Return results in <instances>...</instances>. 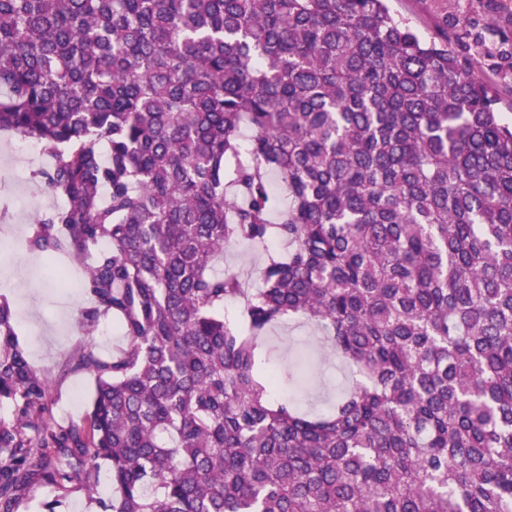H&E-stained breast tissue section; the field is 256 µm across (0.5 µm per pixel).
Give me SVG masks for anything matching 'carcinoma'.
<instances>
[{"instance_id":"obj_1","label":"carcinoma","mask_w":512,"mask_h":512,"mask_svg":"<svg viewBox=\"0 0 512 512\" xmlns=\"http://www.w3.org/2000/svg\"><path fill=\"white\" fill-rule=\"evenodd\" d=\"M499 104L387 0H0V131L67 200L26 247L90 259L83 327L123 338L70 357L96 394L60 426L0 300V512L104 463L101 512H512ZM240 242L258 288L213 271ZM294 317L360 376L326 414L272 399Z\"/></svg>"}]
</instances>
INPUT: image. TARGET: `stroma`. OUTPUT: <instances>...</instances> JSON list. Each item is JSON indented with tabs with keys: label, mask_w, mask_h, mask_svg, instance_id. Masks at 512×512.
<instances>
[{
	"label": "stroma",
	"mask_w": 512,
	"mask_h": 512,
	"mask_svg": "<svg viewBox=\"0 0 512 512\" xmlns=\"http://www.w3.org/2000/svg\"><path fill=\"white\" fill-rule=\"evenodd\" d=\"M388 5L422 36L447 31L452 49L499 90L503 105L512 104V0H389ZM46 164L43 153L27 157L21 137L0 131V184L28 198L27 216L15 214L0 225V240L6 242L0 247V286L13 293L16 338L34 368L52 380L54 420L65 425L88 412L94 391L93 377L65 373L66 362L80 348L111 356L122 338L108 317L93 333L84 330L80 315L91 300L82 288L80 265H72L70 283H51L38 276L46 259L25 246L29 224L33 216L60 204L32 178L33 171ZM266 343L267 367L282 378L279 398H295L304 412L325 411L354 384L353 368L342 358L329 356V341L311 321L288 320L270 331Z\"/></svg>",
	"instance_id": "1"
}]
</instances>
